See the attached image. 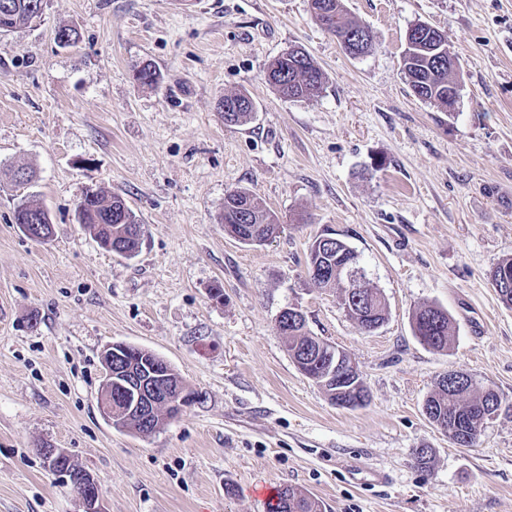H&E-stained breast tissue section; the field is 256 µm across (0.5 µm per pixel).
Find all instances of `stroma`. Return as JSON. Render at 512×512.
Here are the masks:
<instances>
[{
  "label": "stroma",
  "mask_w": 512,
  "mask_h": 512,
  "mask_svg": "<svg viewBox=\"0 0 512 512\" xmlns=\"http://www.w3.org/2000/svg\"><path fill=\"white\" fill-rule=\"evenodd\" d=\"M345 5L374 35L369 54L348 55L309 0H47L0 34V512H82L45 444L94 476L103 512H267L283 487L325 512H512V308L488 280L512 257V0ZM419 21L459 62L454 112L416 98L401 70ZM63 27L75 43L56 41ZM293 45L326 76L309 101L265 79ZM147 63L158 86L134 78ZM239 91L255 113L225 124L220 103ZM90 187L141 217L135 257L77 224ZM240 188L280 219L264 244L220 222ZM28 202L48 211V241L15 224ZM327 230L385 296L374 332L308 276ZM423 304L452 316L448 351L414 337ZM292 305L350 355L368 405L337 406L297 369L276 325ZM115 342L165 359L196 402L146 435L113 428L97 401ZM451 369L502 399L471 448L423 411ZM354 465L385 479L356 483Z\"/></svg>",
  "instance_id": "1"
}]
</instances>
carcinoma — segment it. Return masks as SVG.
<instances>
[{
  "label": "carcinoma",
  "mask_w": 512,
  "mask_h": 512,
  "mask_svg": "<svg viewBox=\"0 0 512 512\" xmlns=\"http://www.w3.org/2000/svg\"><path fill=\"white\" fill-rule=\"evenodd\" d=\"M315 21L334 36L343 50L353 57L362 56L373 49L374 41L368 26L353 18L343 0H310ZM46 0H0V33L13 32L41 18ZM415 35L406 38V48L401 58V67L414 96L438 107L448 104V91L459 85L458 62L449 52L444 34L436 27L425 23L412 25ZM135 79L144 85H156L160 73L151 64H146L135 73ZM267 82L278 95L288 101L310 100L318 96L325 85V74L310 54L301 47H294L275 58L267 68ZM223 102L232 105L230 123L240 124L251 119L255 110L252 98L245 92L224 95ZM76 221L96 241L112 239L114 250H138L142 239L137 231L142 229L139 216L118 194L99 188L88 189L75 207ZM224 230L245 245H260L276 233L278 217L265 208L249 191L237 189L224 197ZM14 223L39 224L44 227L35 239L44 241L52 233L48 212L40 206L22 203L14 210ZM308 266L316 267L315 284L342 292L345 312L361 327H379L388 317L385 298L380 289L369 286L367 273L361 265L358 253L344 240L317 251L310 247ZM350 269L361 282L360 293H347L343 278L332 274V269ZM512 273V257L498 261L490 271V281L500 301L512 307V288L499 287L500 274ZM305 325L286 323L280 332L286 339L288 355L294 361L308 363L305 370L315 371L316 364L323 359L314 342L304 332ZM414 336L425 347L436 351L448 350L454 332L452 317L448 311L435 306L423 305L412 315ZM498 394L492 389H481L472 384L465 392L449 390L448 374H443L427 397L426 403L434 410L433 418L445 425L455 426L456 434L449 437L454 445L470 448L476 438L465 440L476 426L483 424L485 407ZM167 414L163 408L152 422L142 416L123 409L122 428L135 433H151L159 425L160 417ZM268 512H324L322 503L314 496L295 488H282L268 502Z\"/></svg>",
  "instance_id": "obj_1"
}]
</instances>
